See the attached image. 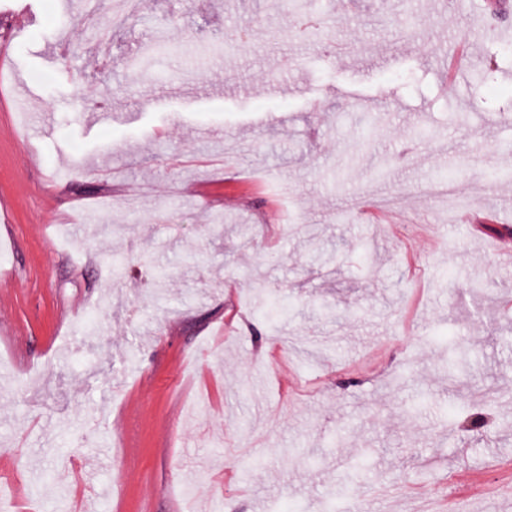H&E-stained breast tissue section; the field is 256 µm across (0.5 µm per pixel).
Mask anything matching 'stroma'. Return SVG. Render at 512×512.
<instances>
[{
    "label": "stroma",
    "instance_id": "obj_1",
    "mask_svg": "<svg viewBox=\"0 0 512 512\" xmlns=\"http://www.w3.org/2000/svg\"><path fill=\"white\" fill-rule=\"evenodd\" d=\"M327 2L0 0L47 130L0 101V458L45 512H512V255L478 229L512 226V0Z\"/></svg>",
    "mask_w": 512,
    "mask_h": 512
}]
</instances>
